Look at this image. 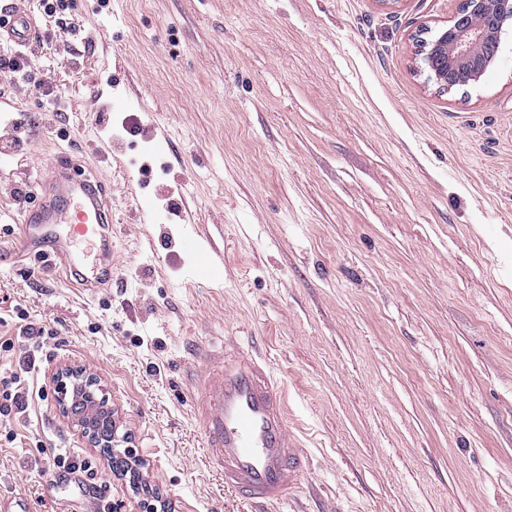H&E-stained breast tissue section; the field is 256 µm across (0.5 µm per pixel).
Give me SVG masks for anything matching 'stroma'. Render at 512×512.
I'll use <instances>...</instances> for the list:
<instances>
[{
	"label": "stroma",
	"instance_id": "35a3bbf8",
	"mask_svg": "<svg viewBox=\"0 0 512 512\" xmlns=\"http://www.w3.org/2000/svg\"><path fill=\"white\" fill-rule=\"evenodd\" d=\"M73 2L66 28L26 3L53 97L0 80L30 127L0 225L13 183L67 156L112 185L116 274L90 301L0 237V317L56 332L0 423V493L141 512L59 409L71 366L166 512H512V246L491 247L512 243V25L487 75L442 92L416 41L461 0ZM229 338L284 388L305 452L286 501L249 502L205 458L188 394ZM39 440L91 472L51 487Z\"/></svg>",
	"mask_w": 512,
	"mask_h": 512
}]
</instances>
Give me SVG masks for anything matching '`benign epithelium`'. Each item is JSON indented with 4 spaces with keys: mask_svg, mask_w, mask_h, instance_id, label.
<instances>
[{
    "mask_svg": "<svg viewBox=\"0 0 512 512\" xmlns=\"http://www.w3.org/2000/svg\"><path fill=\"white\" fill-rule=\"evenodd\" d=\"M512 23V0H463V9L420 46V72L440 90L476 82L491 64L504 27ZM62 410L72 415L98 448L113 447L112 407L90 390L92 379L67 371L58 375Z\"/></svg>",
    "mask_w": 512,
    "mask_h": 512,
    "instance_id": "obj_1",
    "label": "benign epithelium"
}]
</instances>
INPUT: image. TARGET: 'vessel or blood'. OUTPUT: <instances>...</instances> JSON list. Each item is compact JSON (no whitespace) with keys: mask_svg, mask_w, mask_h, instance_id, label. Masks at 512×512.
Here are the masks:
<instances>
[{"mask_svg":"<svg viewBox=\"0 0 512 512\" xmlns=\"http://www.w3.org/2000/svg\"><path fill=\"white\" fill-rule=\"evenodd\" d=\"M37 29L29 13L14 8L0 22V41L22 50ZM37 209L17 217V256L60 269L67 281L94 295L111 287L112 204L76 170L51 165L34 179ZM193 412L203 422L206 458L224 484L242 497L280 502L295 491L302 455L288 426L280 384L268 366L234 346L210 355L196 383Z\"/></svg>","mask_w":512,"mask_h":512,"instance_id":"1","label":"vessel or blood"}]
</instances>
